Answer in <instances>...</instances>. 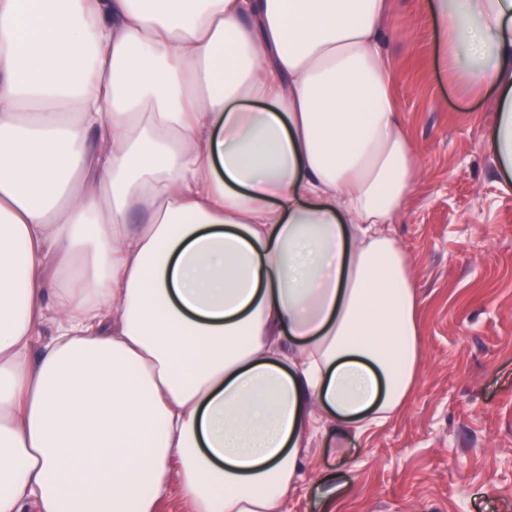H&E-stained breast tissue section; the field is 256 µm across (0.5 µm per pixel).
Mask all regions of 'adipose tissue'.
I'll return each instance as SVG.
<instances>
[{"mask_svg": "<svg viewBox=\"0 0 512 512\" xmlns=\"http://www.w3.org/2000/svg\"><path fill=\"white\" fill-rule=\"evenodd\" d=\"M494 93L512 0H428ZM390 0H0V512H288L420 369ZM54 332L43 338V325Z\"/></svg>", "mask_w": 512, "mask_h": 512, "instance_id": "adipose-tissue-1", "label": "adipose tissue"}]
</instances>
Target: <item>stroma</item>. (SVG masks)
I'll return each mask as SVG.
<instances>
[{"label": "stroma", "instance_id": "35a3bbf8", "mask_svg": "<svg viewBox=\"0 0 512 512\" xmlns=\"http://www.w3.org/2000/svg\"><path fill=\"white\" fill-rule=\"evenodd\" d=\"M426 0H391L394 88L421 171L392 233L414 264L420 371L395 419L329 429L288 512H512V185L492 98L437 59Z\"/></svg>", "mask_w": 512, "mask_h": 512}]
</instances>
